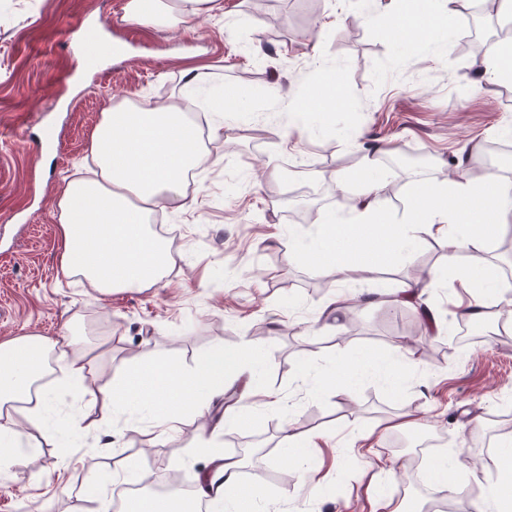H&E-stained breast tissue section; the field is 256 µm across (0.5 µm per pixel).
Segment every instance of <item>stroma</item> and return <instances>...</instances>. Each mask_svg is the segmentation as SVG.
<instances>
[{
	"label": "stroma",
	"instance_id": "obj_1",
	"mask_svg": "<svg viewBox=\"0 0 512 512\" xmlns=\"http://www.w3.org/2000/svg\"><path fill=\"white\" fill-rule=\"evenodd\" d=\"M126 3L0 0V341L76 340L52 355L40 387L50 405L0 466V512H107L121 469L175 472L195 486L214 455L235 456L246 437L280 445L239 469L253 512H378L383 497L427 512L445 479L468 474L413 473L409 449L380 431L398 416L408 434L444 438L496 471L512 449V341L483 335L501 317L472 322L476 340L459 348L447 278L423 294L441 313L436 334L412 308L375 297L441 265V240L418 235L410 261L361 258L347 282L317 269L313 252L318 225L347 216L359 178L379 181L386 216L401 222L415 191L454 172L460 148L471 168L485 167L491 145L512 138V81L477 76L475 53L447 33L388 36L378 0H216L173 29L127 19ZM78 26L97 39L94 61L70 40ZM324 68L343 102L317 126L304 94ZM193 72L205 83L189 84ZM245 86L241 111L209 112L214 90ZM131 99L205 114L207 159L154 213L171 253L162 280L102 295L61 271L57 204L69 182L95 176L102 112ZM384 144L422 165L378 168ZM336 300L348 304L337 319ZM432 337L448 347L441 358L420 349ZM217 349L237 370L176 432L161 431L154 409L102 399L144 366L190 371ZM76 356L92 368L81 386L68 374ZM235 406L244 422L225 420ZM74 415L84 432L63 428ZM476 415L484 424L473 431ZM287 420L301 436L320 433L316 447L281 445ZM415 474L427 496L401 495Z\"/></svg>",
	"mask_w": 512,
	"mask_h": 512
}]
</instances>
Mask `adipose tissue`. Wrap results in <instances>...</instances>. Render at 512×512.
<instances>
[{
	"label": "adipose tissue",
	"mask_w": 512,
	"mask_h": 512,
	"mask_svg": "<svg viewBox=\"0 0 512 512\" xmlns=\"http://www.w3.org/2000/svg\"><path fill=\"white\" fill-rule=\"evenodd\" d=\"M214 2L129 0L127 16L176 28ZM184 126L174 107L121 103L102 112L90 143L98 178L70 182L58 204L64 275L82 276L91 287L105 292L145 288L165 275L168 248L151 232L149 218L163 198L181 195L185 172L203 161L195 140L181 137ZM414 202L420 223L382 229L378 186L372 181L359 183L346 227L366 233L369 248L385 260L404 250L416 234L441 239L444 264L455 272L457 288L468 297L464 313L469 319H480L491 308L511 305L512 289L499 284L475 288L470 268L480 262L485 239L479 233L461 235L459 228L474 223L482 211L493 213L496 223L512 222V184L492 174L477 183L463 170L429 191L416 192ZM61 347V342L49 344L36 337L0 342V407L25 411L46 355ZM232 366V360L220 351L210 354L190 373L155 363L111 386L105 397L115 405L133 397L159 403L161 421L172 423L176 414L168 410L169 402L194 410L201 404L199 390H206L211 397L222 395L224 376ZM238 475L236 460L217 459L201 478L195 494L212 502L232 497Z\"/></svg>",
	"instance_id": "ef3b65f1"
}]
</instances>
